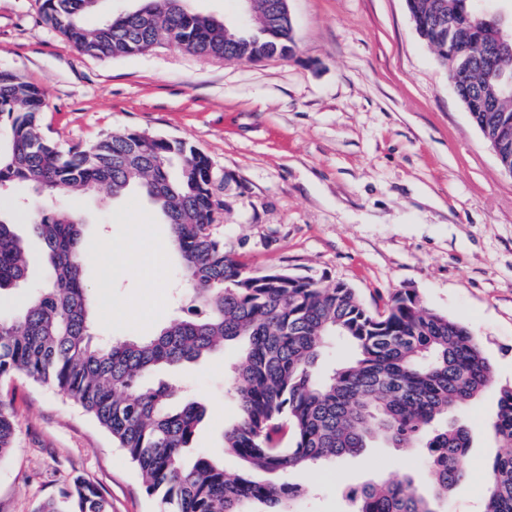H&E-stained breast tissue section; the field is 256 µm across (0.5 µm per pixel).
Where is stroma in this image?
Segmentation results:
<instances>
[{"instance_id":"obj_1","label":"stroma","mask_w":512,"mask_h":512,"mask_svg":"<svg viewBox=\"0 0 512 512\" xmlns=\"http://www.w3.org/2000/svg\"><path fill=\"white\" fill-rule=\"evenodd\" d=\"M43 6L0 0V69L40 87L42 131L61 149L125 130L187 140L211 159L224 237L254 273L343 281L371 308L410 288L479 337L495 386L456 413L472 437L467 480L437 508L481 512L499 452L486 424L498 387L512 386V175L419 38L406 0H288L294 49L259 61L169 44L93 57L42 22ZM55 204L84 219L86 282L95 298L111 296L94 312L104 340L150 335L187 314L168 226L145 198L103 189ZM139 246L165 251L161 274L140 268ZM237 358L228 346L172 375L206 408L189 457L223 460L231 475L239 462L224 452V430L236 407L225 392ZM0 400L17 423L15 448L0 459V512H36L77 476L111 512H159L129 458L80 407L22 375L0 381ZM408 472L405 452L376 443L294 480L307 490V512H352L346 487Z\"/></svg>"}]
</instances>
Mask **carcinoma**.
<instances>
[{
	"label": "carcinoma",
	"mask_w": 512,
	"mask_h": 512,
	"mask_svg": "<svg viewBox=\"0 0 512 512\" xmlns=\"http://www.w3.org/2000/svg\"><path fill=\"white\" fill-rule=\"evenodd\" d=\"M102 2L45 0L42 21L75 50L99 58L167 41L201 57L254 61L284 57L294 43L285 18L274 19L272 37L259 39L254 28L195 13L185 0H141L133 11L90 22ZM410 9L439 62L468 70L465 110L488 142L501 143L500 166L512 167V52L492 44L488 62L439 51L450 37L467 45L491 36L479 0H410ZM448 16L459 23L451 31L442 21ZM44 105L38 86L0 70V119L8 122L0 189L20 183L56 197L105 186L114 198L139 191L168 224L189 293L208 314L172 319L153 336L97 343L79 220L53 209L0 218V292L26 280L16 231L23 220L43 241L51 267L49 286L29 297L22 315H0V378L22 374L91 415L128 455L161 512H297L306 490L289 480L291 472L334 464L377 441L415 454V475L349 488L356 512H438L436 503L465 482L462 459L471 448L469 428L452 414L494 383L469 328L428 308L413 289L370 309L343 281L328 287L286 270L251 272L219 231L224 202L206 154L141 131L63 151L41 131ZM227 343L240 347L230 385L238 416L224 432V452L241 463L234 476L206 455L184 461L205 407L175 404L174 383L144 382ZM341 344L352 356L330 360ZM489 434L512 449V386L498 390ZM15 435L13 412L0 402V459L13 451ZM38 512L110 510L101 492L77 477ZM482 512H512V452L494 459Z\"/></svg>",
	"instance_id": "obj_1"
}]
</instances>
